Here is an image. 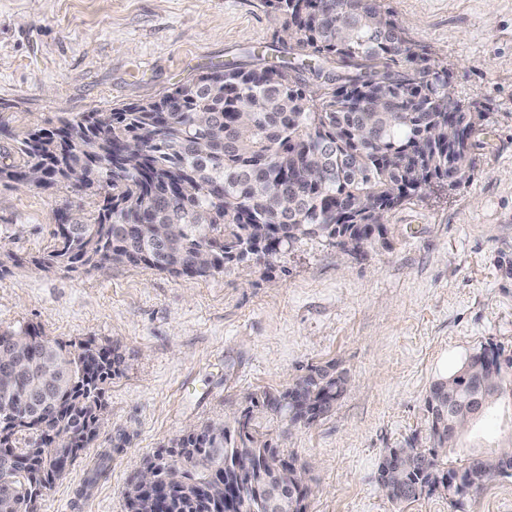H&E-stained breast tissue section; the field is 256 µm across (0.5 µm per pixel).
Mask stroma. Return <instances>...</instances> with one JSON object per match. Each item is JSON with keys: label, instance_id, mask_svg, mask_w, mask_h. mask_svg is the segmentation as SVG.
<instances>
[{"label": "stroma", "instance_id": "1", "mask_svg": "<svg viewBox=\"0 0 512 512\" xmlns=\"http://www.w3.org/2000/svg\"><path fill=\"white\" fill-rule=\"evenodd\" d=\"M408 37L448 70L455 95L487 114L471 180L393 209L386 245L351 254L303 237L269 265L231 263L184 279L115 266L45 271L60 214L90 221L104 191L0 185V330L37 325L68 345L91 341L122 363L103 396L99 435L36 512H125L124 492L147 459L192 424L229 420L252 393L285 390L310 368L348 379L311 425L257 414L260 433L309 474L307 512H512V477L464 500L441 488L404 503L378 481L389 448L430 447L424 399L484 347L512 353V0H383ZM262 0H0V162L15 139L83 112L159 98L231 62L287 56ZM512 408L479 419L472 444L497 448ZM106 479L82 486L112 438Z\"/></svg>", "mask_w": 512, "mask_h": 512}]
</instances>
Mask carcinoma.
<instances>
[{"mask_svg": "<svg viewBox=\"0 0 512 512\" xmlns=\"http://www.w3.org/2000/svg\"><path fill=\"white\" fill-rule=\"evenodd\" d=\"M293 35L290 51L307 63L284 60L251 68L227 65L197 74L158 99L109 114L61 118L17 141L23 163L0 166V182L40 190L62 183L107 188L91 222L59 224L55 243L32 263L43 270L104 273L114 266H146L190 279L250 259H265L301 237H321L344 251L386 242V215L435 183L469 179L472 151L486 113L449 90L448 74L421 52L382 0H264ZM32 325L0 331V345L38 336ZM0 355V411L20 422L0 434V448L17 460L8 477L42 496L98 435L104 385L121 356L91 342L71 350L44 338ZM500 384L485 409L512 405V356L497 353ZM461 364L435 381L426 396L433 446L415 448L419 465L404 474L394 502L416 498L448 470L470 477L477 491L493 476L508 477L495 453H470L448 465V448L466 447L468 434L448 441L455 422L448 396L475 388ZM332 366L312 368L278 393L248 397L234 426L211 421L188 428L170 457L188 465L180 480L139 495L125 490L126 512H204L224 503V488L203 482L213 448L253 467L243 498L276 493L287 508L306 512L308 492L280 479L286 454L256 429L253 408L289 424L329 412L347 387ZM98 453L83 491L108 474L112 449Z\"/></svg>", "mask_w": 512, "mask_h": 512, "instance_id": "carcinoma-1", "label": "carcinoma"}]
</instances>
